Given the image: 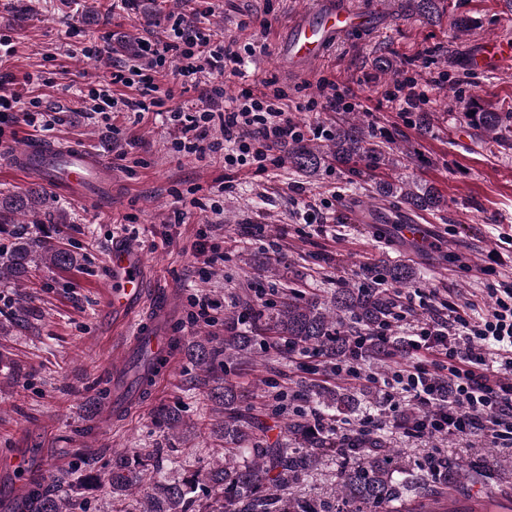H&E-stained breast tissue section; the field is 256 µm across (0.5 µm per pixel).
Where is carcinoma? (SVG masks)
Listing matches in <instances>:
<instances>
[{
    "label": "carcinoma",
    "mask_w": 512,
    "mask_h": 512,
    "mask_svg": "<svg viewBox=\"0 0 512 512\" xmlns=\"http://www.w3.org/2000/svg\"><path fill=\"white\" fill-rule=\"evenodd\" d=\"M467 122L481 130L489 144L512 147L501 112L483 110L465 113ZM332 159L350 170L360 161L377 168H389L397 159L369 146L365 129L357 122H342L331 129L326 148L303 138L288 144V164L311 174ZM379 195H396L412 212L439 210L444 206L440 195L430 188L390 183L379 186ZM56 200L37 185L23 193L0 195V236L9 244H0V284L25 287L33 267L71 268L82 256L55 241L42 217L51 213L64 217ZM28 222L35 231L25 232L19 225ZM414 268L407 263L386 267L383 277L365 273L362 281L351 286L340 281L328 298L291 291L278 305L244 300L229 312L220 347L202 337L187 343L190 363L204 377L212 374L219 356L228 365L243 363L254 355L258 342L290 354L314 350L338 364L353 356L384 365L400 353L404 340L381 336L379 332L394 317L395 302L386 282L398 288L414 283ZM32 311L27 298L19 295L4 332L23 327ZM306 399L323 409H337L351 414L360 405L352 387H328L314 380L304 386ZM214 410L223 415L218 432L224 439V462L204 467L178 482L154 479L147 455L120 452L112 462L109 482L112 494L129 496L148 487L141 497L140 512H322L325 505L313 499L281 492L294 484L316 465L318 455L335 453L336 432L323 417L302 418L286 425L296 447L267 444L256 434L263 426L242 407V395L230 383L210 389ZM357 459L344 465L338 474V499L342 504L374 507L380 512H512V491L499 496L473 493L469 485L489 478L488 470L478 463L441 457L426 475L399 477L391 466V450L380 453L374 438L355 439L341 452ZM28 512H75L73 501L48 486L32 490L25 497Z\"/></svg>",
    "instance_id": "carcinoma-1"
}]
</instances>
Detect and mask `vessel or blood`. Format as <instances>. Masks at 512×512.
Returning <instances> with one entry per match:
<instances>
[{"instance_id":"b4317fda","label":"vessel or blood","mask_w":512,"mask_h":512,"mask_svg":"<svg viewBox=\"0 0 512 512\" xmlns=\"http://www.w3.org/2000/svg\"><path fill=\"white\" fill-rule=\"evenodd\" d=\"M379 19L370 9L355 0H314L311 9L298 14L276 47V55L292 73H304L321 62L329 51L353 35L377 27ZM512 57L500 52L496 38H488L481 56L471 66L480 69L488 64L502 66ZM22 174L34 177L74 200L96 203L112 190V170L97 157L82 149L66 145L34 142L14 161ZM345 212L355 224H398L401 236L415 241L421 249L432 247L424 225L401 221L382 207L358 202L348 203ZM110 276L105 299L114 319L126 331L123 357L132 360L147 354L171 362L173 347L169 336L174 299L170 292L148 294L145 277L149 265L144 254L122 239L114 240L109 252ZM163 370L145 371L136 385L112 382V400L106 409L114 416L126 415L151 393L163 378ZM28 448H11L0 452V474L9 473L17 488H24L32 471Z\"/></svg>"}]
</instances>
